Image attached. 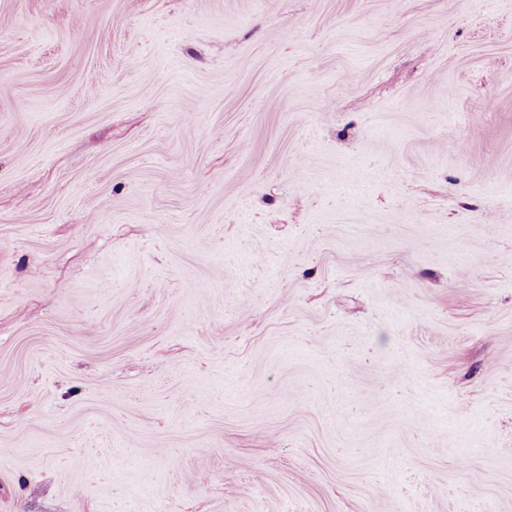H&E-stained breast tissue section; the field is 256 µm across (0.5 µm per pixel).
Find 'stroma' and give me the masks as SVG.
<instances>
[{"label": "stroma", "instance_id": "35a3bbf8", "mask_svg": "<svg viewBox=\"0 0 512 512\" xmlns=\"http://www.w3.org/2000/svg\"><path fill=\"white\" fill-rule=\"evenodd\" d=\"M0 512H512V0H0Z\"/></svg>", "mask_w": 512, "mask_h": 512}]
</instances>
